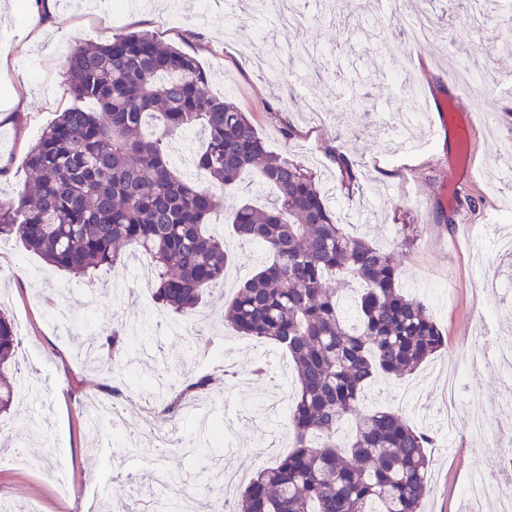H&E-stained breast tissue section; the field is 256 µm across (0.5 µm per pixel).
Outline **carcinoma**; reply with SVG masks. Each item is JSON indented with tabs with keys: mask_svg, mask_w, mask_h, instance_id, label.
<instances>
[{
	"mask_svg": "<svg viewBox=\"0 0 512 512\" xmlns=\"http://www.w3.org/2000/svg\"><path fill=\"white\" fill-rule=\"evenodd\" d=\"M76 104L61 112L26 154L33 181L0 195V240L16 239L78 278L124 264L132 246L152 258L153 298L188 324L224 284L229 255L209 233L217 192L256 171L277 195L241 205L232 224L240 245L266 256L224 304L237 333L270 341L293 363L291 449L250 477L232 512H423L430 496L433 435L396 410L363 408L380 376H402L444 349L446 337L420 300L403 292L394 253L350 234L303 162L267 151L248 114L214 96L199 62L152 34L130 32L79 45L64 66ZM84 100L97 110L80 105ZM203 135L191 164L207 185L179 171L172 138ZM343 183L354 164L332 151ZM131 338L121 325L92 336L97 360L121 365ZM14 322L0 312V414L20 380ZM214 378L175 376L155 394V417L177 418L211 392ZM202 443L197 475L210 469Z\"/></svg>",
	"mask_w": 512,
	"mask_h": 512,
	"instance_id": "carcinoma-1",
	"label": "carcinoma"
}]
</instances>
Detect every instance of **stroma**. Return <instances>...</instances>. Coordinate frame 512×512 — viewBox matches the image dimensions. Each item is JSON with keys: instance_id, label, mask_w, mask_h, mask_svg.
Listing matches in <instances>:
<instances>
[{"instance_id": "stroma-1", "label": "stroma", "mask_w": 512, "mask_h": 512, "mask_svg": "<svg viewBox=\"0 0 512 512\" xmlns=\"http://www.w3.org/2000/svg\"><path fill=\"white\" fill-rule=\"evenodd\" d=\"M487 0H398L395 12L367 17L361 0H338L336 13L324 17L321 0H302L303 20L296 27L266 30L265 37L280 43L316 42L334 50L330 68L317 57L288 65L285 81L267 79L245 54L238 41L228 40L225 27L235 21L240 38L250 37L255 25L254 0H235L226 11L225 0H177L166 12L144 0L146 17L137 21L116 0H56V22L37 41L0 24V42L15 45L7 64L8 75L27 79L30 110L22 120L0 122V192L14 194L28 173L24 158L58 112L72 106L73 97L62 77L64 63L75 44L101 43L113 35L142 30L198 59L211 77L215 95L229 97L248 112L268 150L313 167L318 181L341 223L370 243L395 252L400 261L404 291L424 302L440 324L447 350L423 364L408 380L378 377L367 397L376 409L399 407L406 382L420 384L415 402L404 410L411 424L437 428L442 412L440 388L457 356L478 347L481 336L512 327V294L488 288V275L503 279L511 274V257L502 244L505 212L500 202L512 198V87L502 75L512 72V53L503 49L512 40V22L486 10ZM432 18L437 35L410 48L412 84L420 98L408 101L421 120L404 139L383 123L400 91L401 75L395 58L383 52L387 38L407 30L415 13ZM53 56L57 77L43 81L45 56ZM477 64L480 77L468 98L472 113L450 110L449 89L458 85L457 60ZM344 74L360 97L355 112L340 111L344 99L337 74ZM325 103L320 112L307 111L310 98ZM292 135H285V128ZM468 141L472 176L458 168L456 153ZM356 164L358 186L347 189L330 160L331 150ZM271 188L255 173L243 176L239 190L225 194L212 217L234 260L227 267L225 298H232L240 281L253 269L254 254L241 250L224 217L243 201L264 205ZM412 224L417 240L411 248L394 243V227ZM154 268L144 252L128 250L124 265L100 278L97 288L51 267L39 255L15 241L0 243V303L18 327L19 355L29 356L40 401L27 390L19 403L0 417V429L19 444L37 438L44 458L66 468L70 483L66 495L26 462H0V493L16 506L39 501L42 512H101L100 489L130 512H167L159 497V479L193 468L183 454L194 447L201 421H218L233 440L221 448L225 470L240 468L256 473L276 461L288 447L287 410L279 404L291 387L287 353L270 342L236 333L224 321V308L204 304L194 354H186L178 335L145 337L143 322L156 305L142 284ZM123 320L134 340L123 378H108L83 361L82 339L87 332L109 334L112 323ZM248 365L263 359L271 379L249 389L222 383L225 359ZM183 373H211L216 377L210 394L196 409L175 420L180 446L157 455L153 433H145L134 450H126L121 432L104 422L98 434H89L82 407L87 398H110L113 386L127 382L129 399L122 413L138 425L153 418L150 388L162 381L163 365ZM461 396L466 404L492 406L512 399V389L499 381L493 367L470 371ZM432 494L425 512H465L469 501L461 489L474 470L497 469L494 448L469 433H458L451 453H432ZM142 475V489L133 492L124 482L109 481L113 471Z\"/></svg>"}]
</instances>
